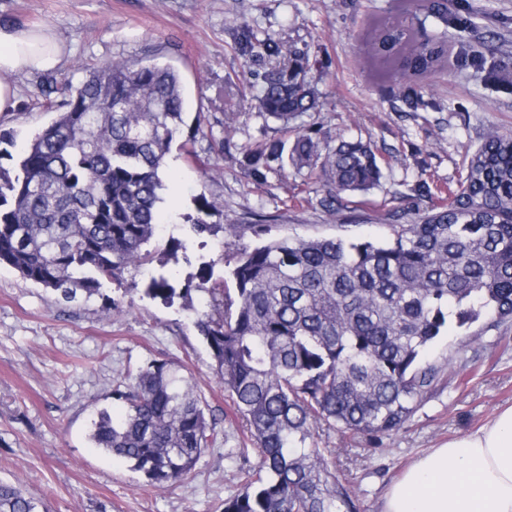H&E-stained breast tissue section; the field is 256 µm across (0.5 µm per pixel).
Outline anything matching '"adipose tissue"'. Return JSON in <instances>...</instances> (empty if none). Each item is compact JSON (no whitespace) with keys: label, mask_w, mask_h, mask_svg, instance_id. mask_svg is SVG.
Instances as JSON below:
<instances>
[{"label":"adipose tissue","mask_w":512,"mask_h":512,"mask_svg":"<svg viewBox=\"0 0 512 512\" xmlns=\"http://www.w3.org/2000/svg\"><path fill=\"white\" fill-rule=\"evenodd\" d=\"M63 55L51 28L0 25V112L17 105L4 75L55 70ZM383 512H512V407L417 460L388 491Z\"/></svg>","instance_id":"obj_1"}]
</instances>
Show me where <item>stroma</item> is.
Instances as JSON below:
<instances>
[{"instance_id":"stroma-1","label":"stroma","mask_w":512,"mask_h":512,"mask_svg":"<svg viewBox=\"0 0 512 512\" xmlns=\"http://www.w3.org/2000/svg\"><path fill=\"white\" fill-rule=\"evenodd\" d=\"M443 2L447 21L436 16ZM399 21L417 39L442 40L447 56L424 73L384 72L375 59L373 23ZM54 29L65 47L52 72L12 77L14 111L0 113V135L24 143L54 117L40 88L47 80L79 84L84 65L112 60L173 66L186 99L184 134L195 115L206 137L195 157L173 142L163 173L164 221L147 248L152 261L103 282L77 303L0 266V481L21 487L48 512H224L239 487L241 465L258 454L212 369L195 324L209 304L202 292L166 306L150 298L153 274L170 270L175 287L212 265L224 279L223 234L196 236L198 203L215 202L209 223L270 224L291 237L379 235L447 203L463 166L486 136L512 134V0H0V24ZM307 49V80L316 109L288 125L253 107L266 60L247 61L232 34L240 24ZM306 134L323 143L344 137L371 143L383 171L378 187L346 195L325 209L322 183L308 172L250 175L246 154L269 139ZM182 242L177 260L159 254ZM442 380L399 431L370 440L319 428V447L336 451V475L359 512H382L391 485L417 459L477 431L512 406V319L462 343L445 336L426 354ZM167 361L197 385L217 420L215 441L183 482L158 489L125 462L93 448L91 422L106 409L124 411L113 396L127 373ZM247 448L245 462L226 459Z\"/></svg>"}]
</instances>
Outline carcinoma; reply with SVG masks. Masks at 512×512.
Returning a JSON list of instances; mask_svg holds the SVG:
<instances>
[{
    "label": "carcinoma",
    "mask_w": 512,
    "mask_h": 512,
    "mask_svg": "<svg viewBox=\"0 0 512 512\" xmlns=\"http://www.w3.org/2000/svg\"><path fill=\"white\" fill-rule=\"evenodd\" d=\"M234 42L241 56L271 62L255 96L260 112L286 123L315 108L307 52L260 39L246 23ZM377 51L416 71L443 54L393 26L380 29ZM40 93L64 95L63 111L20 155L0 147V161L16 167L11 176L0 165V265L70 302L147 261L185 99L172 66L125 60L90 68L75 89L50 80ZM273 162L318 172L329 211L341 194L367 192L382 177L375 150L358 139L326 149L308 135L290 147L273 139L248 157L257 179ZM248 231L261 242H243ZM224 233V282H211L204 267L182 289L210 295L196 325L259 453L240 468L224 512H357L331 471L336 449L316 447L313 430H399L440 381L426 348L480 320L490 330L512 318V134L486 137L448 204L387 225L381 239L274 236L267 224H226ZM147 294L170 304L176 289L159 275ZM115 395L125 413L99 412L95 447L132 463L153 487L183 481L217 425L200 391L175 365L154 361ZM0 512H42V504L0 482Z\"/></svg>",
    "instance_id": "carcinoma-1"
}]
</instances>
